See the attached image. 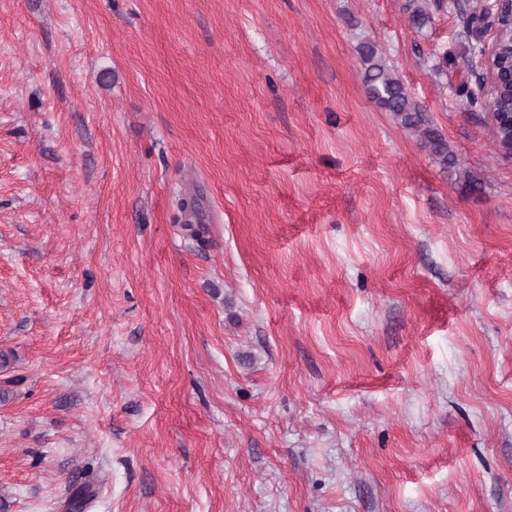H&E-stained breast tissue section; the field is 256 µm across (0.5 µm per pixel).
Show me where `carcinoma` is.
I'll list each match as a JSON object with an SVG mask.
<instances>
[{"label":"carcinoma","instance_id":"1","mask_svg":"<svg viewBox=\"0 0 512 512\" xmlns=\"http://www.w3.org/2000/svg\"><path fill=\"white\" fill-rule=\"evenodd\" d=\"M455 8L463 23L464 32L470 33L481 28L487 7L457 4ZM406 11L412 25L418 29L433 22L424 0H409ZM358 58L363 70V78L370 98L382 109L393 114L397 123L413 135L426 148L443 169L456 174L464 173L469 187L475 188L480 180L469 172L462 171L461 164L449 147L448 141L434 128L426 112L407 93L394 69L388 64L376 45L364 40L357 47ZM489 67L498 72L502 68L512 69V16L505 13L498 21L496 42L493 55L489 58ZM469 106L480 109H493L496 112L512 114V84L497 80L488 94L482 93V87H465ZM493 145L498 154L512 159V127L508 119L493 121Z\"/></svg>","mask_w":512,"mask_h":512}]
</instances>
